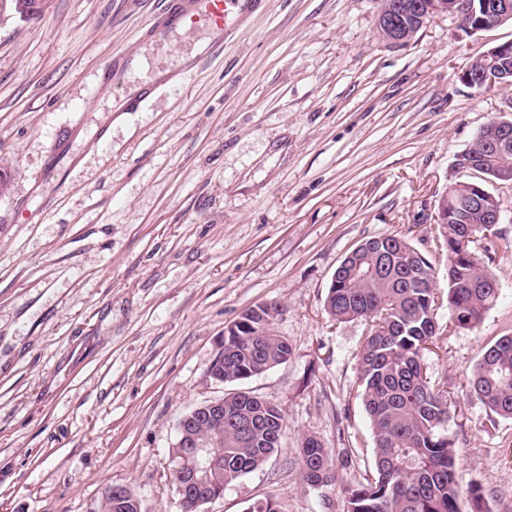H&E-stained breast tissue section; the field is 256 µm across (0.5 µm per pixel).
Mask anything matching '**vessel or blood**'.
I'll return each instance as SVG.
<instances>
[{"instance_id":"vessel-or-blood-1","label":"vessel or blood","mask_w":512,"mask_h":512,"mask_svg":"<svg viewBox=\"0 0 512 512\" xmlns=\"http://www.w3.org/2000/svg\"><path fill=\"white\" fill-rule=\"evenodd\" d=\"M262 0H165L162 13L147 33L154 42L176 40L189 32L206 30L208 39L197 48L198 59L210 57L222 47L231 29L244 15L258 8ZM139 58L128 54L113 58L108 78L113 85L124 87L125 93L115 106L118 112L137 111L151 93L149 87L130 88L129 77L139 69Z\"/></svg>"}]
</instances>
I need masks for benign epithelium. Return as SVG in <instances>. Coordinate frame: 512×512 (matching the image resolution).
<instances>
[{"instance_id":"benign-epithelium-1","label":"benign epithelium","mask_w":512,"mask_h":512,"mask_svg":"<svg viewBox=\"0 0 512 512\" xmlns=\"http://www.w3.org/2000/svg\"><path fill=\"white\" fill-rule=\"evenodd\" d=\"M456 14V9L443 0H384L378 18L379 35L387 42L398 43L408 40V23H416L421 29L428 20L440 14ZM512 17V3L509 0H493L482 2V12L471 9L463 28L468 33H476L497 26ZM512 58V42L499 44L475 58L462 73L461 79L470 87L482 91L497 87H512V71L507 61ZM512 136V128L508 120H495L484 126L477 134L474 144L481 147L480 152L469 155L468 159L460 160L457 167L462 171L473 172L477 168L494 166V176L502 183H512L507 169L498 163L505 156ZM451 188H459L456 197L446 196L441 199L438 207L437 223L446 224L452 219L453 208L463 207L478 211L483 221L492 226L503 223L500 206H490L488 197L491 192L482 183L458 182ZM201 448L193 449L182 457L179 465L183 466L189 483L198 482L197 470Z\"/></svg>"}]
</instances>
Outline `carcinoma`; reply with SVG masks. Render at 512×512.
Returning <instances> with one entry per match:
<instances>
[{"label":"carcinoma","mask_w":512,"mask_h":512,"mask_svg":"<svg viewBox=\"0 0 512 512\" xmlns=\"http://www.w3.org/2000/svg\"><path fill=\"white\" fill-rule=\"evenodd\" d=\"M494 229L466 213L439 227L436 249L448 260L447 291H437L435 267L398 235L374 236L350 252L337 268L325 310L342 323L362 320L368 331L357 354L358 395L370 420L374 474L365 482L340 485L345 512H460L458 456L448 437L452 396L428 377L424 355L437 335L434 311L446 301L459 328L478 325L499 297L497 279L473 253L472 237ZM275 304L257 303L243 319L255 336H224L207 374L220 383H242L288 361V340L274 333ZM465 386L493 414L512 418V335L486 347ZM282 410L248 392L224 395V442L215 465L194 487L203 497L260 469L281 447ZM186 431L205 438L213 431L194 416ZM299 477L305 487L336 481L333 459L314 436L302 441ZM128 488L108 489L105 512H138Z\"/></svg>","instance_id":"obj_1"}]
</instances>
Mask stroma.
Listing matches in <instances>:
<instances>
[{"label":"stroma","instance_id":"35a3bbf8","mask_svg":"<svg viewBox=\"0 0 512 512\" xmlns=\"http://www.w3.org/2000/svg\"><path fill=\"white\" fill-rule=\"evenodd\" d=\"M161 0H46L0 14V512H103L130 488L143 512H180L172 479L179 418L219 398L206 371L224 330L276 302L287 363L245 381L285 415L260 470L199 512H343L339 486L373 471L356 395L365 322L325 311L332 277L367 238L402 235L433 254L431 229L458 157L512 88L477 91L462 73L512 41L431 18L408 42L378 34L380 0H264L189 79L193 37L146 43ZM139 51L134 79L170 76L141 111L112 109L113 55ZM504 224L481 256L499 299L480 324L447 308L424 357L456 400L461 512L480 487L512 512V418L465 387L485 346L512 335V184L493 183ZM315 436L337 482L299 478Z\"/></svg>","mask_w":512,"mask_h":512}]
</instances>
